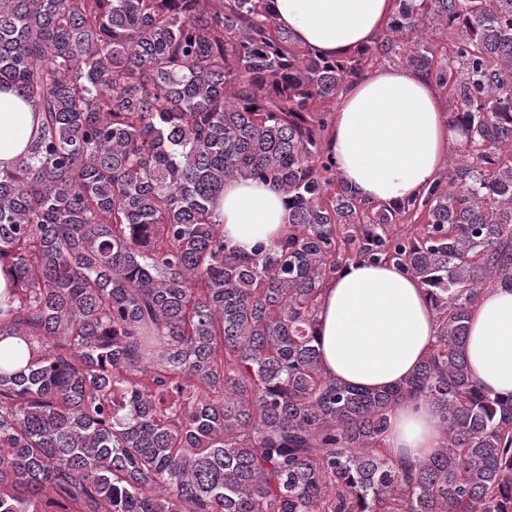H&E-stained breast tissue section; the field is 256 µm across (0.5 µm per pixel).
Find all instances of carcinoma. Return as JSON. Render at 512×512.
I'll use <instances>...</instances> for the list:
<instances>
[{
  "mask_svg": "<svg viewBox=\"0 0 512 512\" xmlns=\"http://www.w3.org/2000/svg\"><path fill=\"white\" fill-rule=\"evenodd\" d=\"M380 61L429 76L464 141L422 194L367 206L320 106ZM3 87L40 121L0 169V336L26 342L0 360V512H512V398L465 354L485 287L512 288V0H396L341 60L271 0H0ZM256 178L289 228L245 252L219 208ZM352 260L418 279L438 318L385 390L317 348ZM419 399L444 436L398 462L387 415Z\"/></svg>",
  "mask_w": 512,
  "mask_h": 512,
  "instance_id": "carcinoma-1",
  "label": "carcinoma"
}]
</instances>
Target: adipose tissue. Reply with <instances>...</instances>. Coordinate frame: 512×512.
<instances>
[{
    "mask_svg": "<svg viewBox=\"0 0 512 512\" xmlns=\"http://www.w3.org/2000/svg\"><path fill=\"white\" fill-rule=\"evenodd\" d=\"M273 16L298 43L340 59L385 29L395 0H272ZM34 114L10 89L0 91V168L22 152ZM435 83L405 67L378 66L353 79L333 115L328 148L341 181L367 205L418 195L440 175L450 143L462 140ZM224 239L251 250L274 246L288 231L284 194L256 180L225 184ZM438 331L425 288L395 265L348 262L322 290L317 334L324 369L341 381L382 390L407 378ZM466 355L485 392L512 395V289L482 292L471 310ZM393 458L418 461L438 447L441 414L418 401L388 415Z\"/></svg>",
    "mask_w": 512,
    "mask_h": 512,
    "instance_id": "ef3b65f1",
    "label": "adipose tissue"
}]
</instances>
